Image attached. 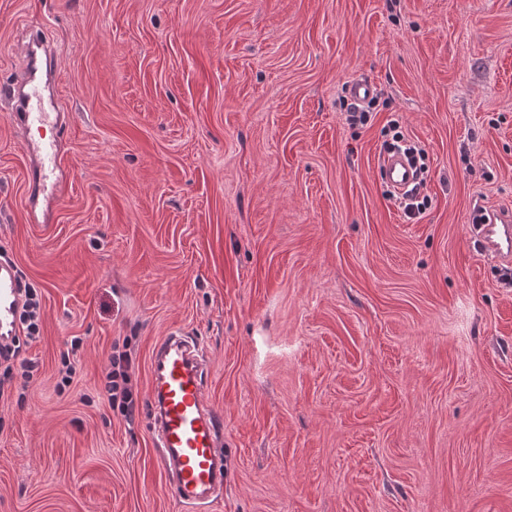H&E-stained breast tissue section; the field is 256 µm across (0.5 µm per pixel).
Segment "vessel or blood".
<instances>
[{
	"label": "vessel or blood",
	"mask_w": 512,
	"mask_h": 512,
	"mask_svg": "<svg viewBox=\"0 0 512 512\" xmlns=\"http://www.w3.org/2000/svg\"><path fill=\"white\" fill-rule=\"evenodd\" d=\"M47 48L31 42L26 55V77L19 85L24 128L63 127L60 113L47 99ZM23 148L40 173L61 166L59 146L53 138H27ZM378 172L386 187H402L413 181V172L400 161L383 159ZM477 249L504 268L512 267V211L490 209L476 225ZM22 296L13 264L0 261V344L20 333L18 314ZM149 419L160 468L169 478L175 500L186 512H207L224 487V459L220 453L223 422L204 401V349L182 332L166 336L149 362Z\"/></svg>",
	"instance_id": "obj_1"
}]
</instances>
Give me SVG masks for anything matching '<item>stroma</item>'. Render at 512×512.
<instances>
[{
	"mask_svg": "<svg viewBox=\"0 0 512 512\" xmlns=\"http://www.w3.org/2000/svg\"><path fill=\"white\" fill-rule=\"evenodd\" d=\"M32 32L72 176L32 221L0 96V254L41 305L0 397V512H183L147 415L178 329L224 421L209 512H512V285L469 226L512 207V0H0V86ZM393 119L426 151L412 222L377 178ZM123 344L129 419L101 395ZM377 96H373L367 103L359 104L350 102L346 104V121L351 126L367 125L372 117L374 104Z\"/></svg>",
	"mask_w": 512,
	"mask_h": 512,
	"instance_id": "obj_1",
	"label": "stroma"
}]
</instances>
